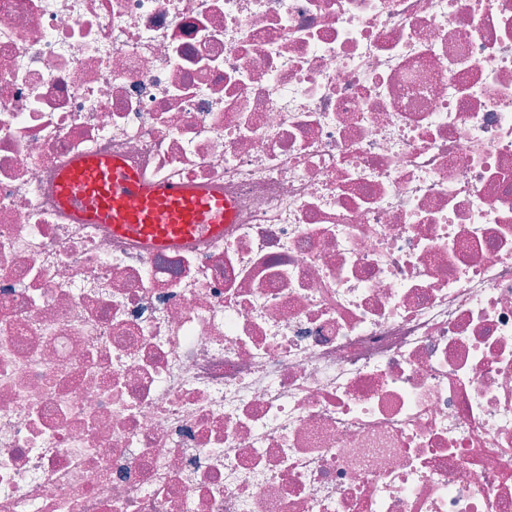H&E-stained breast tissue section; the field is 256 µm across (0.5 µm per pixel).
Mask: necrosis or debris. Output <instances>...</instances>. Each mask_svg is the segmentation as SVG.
Returning a JSON list of instances; mask_svg holds the SVG:
<instances>
[{"mask_svg": "<svg viewBox=\"0 0 512 512\" xmlns=\"http://www.w3.org/2000/svg\"><path fill=\"white\" fill-rule=\"evenodd\" d=\"M0 512H512V0H0ZM61 203L82 224H111L118 235L149 249L190 241L205 227L224 229L230 207L224 197L175 180L148 181L112 158L84 156L61 175Z\"/></svg>", "mask_w": 512, "mask_h": 512, "instance_id": "necrosis-or-debris-1", "label": "necrosis or debris"}]
</instances>
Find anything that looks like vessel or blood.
Returning <instances> with one entry per match:
<instances>
[{
	"mask_svg": "<svg viewBox=\"0 0 512 512\" xmlns=\"http://www.w3.org/2000/svg\"><path fill=\"white\" fill-rule=\"evenodd\" d=\"M58 193L79 223L111 225L151 250L183 244L206 227L220 232L230 211L223 196L181 181H148L120 161L94 156L62 173Z\"/></svg>",
	"mask_w": 512,
	"mask_h": 512,
	"instance_id": "b4317fda",
	"label": "vessel or blood"
}]
</instances>
